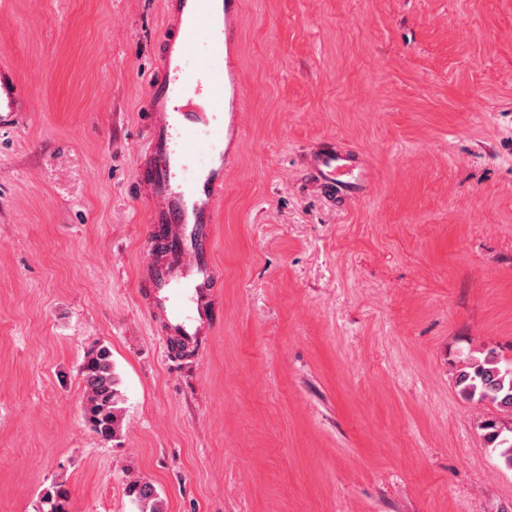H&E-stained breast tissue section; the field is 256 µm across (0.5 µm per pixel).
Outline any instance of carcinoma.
Returning <instances> with one entry per match:
<instances>
[{
  "label": "carcinoma",
  "instance_id": "1",
  "mask_svg": "<svg viewBox=\"0 0 512 512\" xmlns=\"http://www.w3.org/2000/svg\"><path fill=\"white\" fill-rule=\"evenodd\" d=\"M84 388L83 417L88 426L103 439L110 441L121 430L120 391L112 364V352L105 345L92 347L80 368ZM457 383L464 395L471 399L490 400L505 410L512 411V365L501 367L497 355L490 351L483 359L467 364L458 374ZM487 438L505 466L512 468V427L493 422L485 425ZM127 493L133 497L138 512H161L154 485L144 480L127 484ZM44 512H69L70 493L66 482L58 481L42 494Z\"/></svg>",
  "mask_w": 512,
  "mask_h": 512
}]
</instances>
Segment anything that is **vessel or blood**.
Returning a JSON list of instances; mask_svg holds the SVG:
<instances>
[{
    "mask_svg": "<svg viewBox=\"0 0 512 512\" xmlns=\"http://www.w3.org/2000/svg\"><path fill=\"white\" fill-rule=\"evenodd\" d=\"M241 0H223L222 15L200 8L180 25L181 61L165 66L147 108L153 117L144 164L156 206L150 240L161 248L146 274L150 312L164 317L176 342L193 343L217 319L218 273L211 261L215 207L225 166L241 136L245 91L239 81ZM12 69L0 63V112H26ZM307 166L326 191L352 194L365 178L359 157L333 147L307 153Z\"/></svg>",
    "mask_w": 512,
    "mask_h": 512,
    "instance_id": "1",
    "label": "vessel or blood"
}]
</instances>
